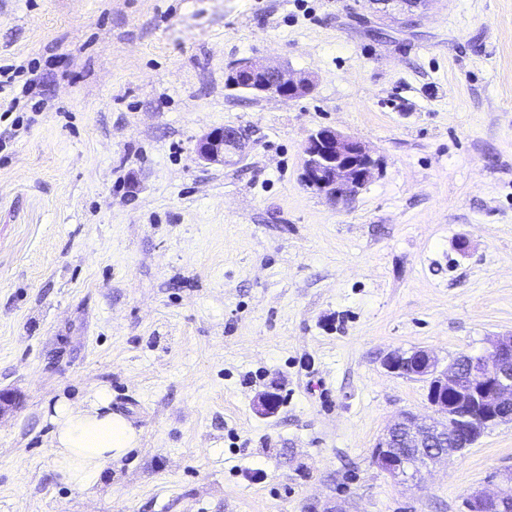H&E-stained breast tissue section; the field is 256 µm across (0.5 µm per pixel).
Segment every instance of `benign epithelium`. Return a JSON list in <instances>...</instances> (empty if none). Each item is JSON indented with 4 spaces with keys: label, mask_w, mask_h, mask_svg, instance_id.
<instances>
[{
    "label": "benign epithelium",
    "mask_w": 512,
    "mask_h": 512,
    "mask_svg": "<svg viewBox=\"0 0 512 512\" xmlns=\"http://www.w3.org/2000/svg\"><path fill=\"white\" fill-rule=\"evenodd\" d=\"M382 16L396 9L403 23H414L417 9L429 0H368ZM229 86L255 94L285 100L300 98L312 89L306 77L296 78L287 70L260 60L237 64L227 77ZM247 136L240 129L225 126L203 134L197 142L198 157L209 163H224L228 155L243 151ZM300 178L312 191L333 201H348L373 177L377 161L361 141L331 126H321L305 141ZM383 367L398 376L419 380L427 388L431 415L420 417L408 412L393 420L373 450V460L397 479H417L423 472L446 462L452 454L439 451L448 431H453L454 447L466 448L485 430L512 423V333L490 340L486 355H467L443 362L431 350H394ZM412 453L405 459L393 457L398 442ZM468 512H512V494L476 493L469 497Z\"/></svg>",
    "instance_id": "obj_1"
}]
</instances>
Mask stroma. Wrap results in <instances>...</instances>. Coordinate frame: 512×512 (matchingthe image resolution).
I'll return each mask as SVG.
<instances>
[{"instance_id": "stroma-1", "label": "stroma", "mask_w": 512, "mask_h": 512, "mask_svg": "<svg viewBox=\"0 0 512 512\" xmlns=\"http://www.w3.org/2000/svg\"><path fill=\"white\" fill-rule=\"evenodd\" d=\"M245 59L314 88L232 89ZM15 60L45 81L0 123V512H466L504 486L512 426L416 484L372 451L427 411L388 353L512 332V0L410 27L368 0H0ZM326 125L378 162L346 203L300 180ZM224 126L244 154L199 159ZM99 386L142 442L90 497L43 406Z\"/></svg>"}]
</instances>
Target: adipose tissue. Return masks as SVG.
I'll list each match as a JSON object with an SVG mask.
<instances>
[{"label": "adipose tissue", "instance_id": "1", "mask_svg": "<svg viewBox=\"0 0 512 512\" xmlns=\"http://www.w3.org/2000/svg\"><path fill=\"white\" fill-rule=\"evenodd\" d=\"M107 387L95 389L80 401L59 398L45 404L51 426V454L63 481L90 493L106 462L138 447L139 430L110 408Z\"/></svg>", "mask_w": 512, "mask_h": 512}]
</instances>
